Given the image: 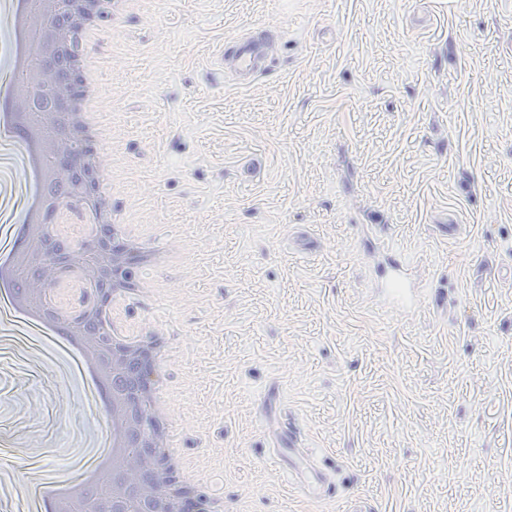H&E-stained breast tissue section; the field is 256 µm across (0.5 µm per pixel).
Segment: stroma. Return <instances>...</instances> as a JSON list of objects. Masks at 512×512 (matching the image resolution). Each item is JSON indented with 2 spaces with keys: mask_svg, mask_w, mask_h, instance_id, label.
Masks as SVG:
<instances>
[{
  "mask_svg": "<svg viewBox=\"0 0 512 512\" xmlns=\"http://www.w3.org/2000/svg\"><path fill=\"white\" fill-rule=\"evenodd\" d=\"M103 31L112 204L178 263L124 309L170 350L171 446L228 512H512V0H141ZM274 36L238 86L222 40ZM426 297L382 306L386 251ZM0 359V457L91 435ZM331 482L302 494L283 428Z\"/></svg>",
  "mask_w": 512,
  "mask_h": 512,
  "instance_id": "stroma-1",
  "label": "stroma"
}]
</instances>
